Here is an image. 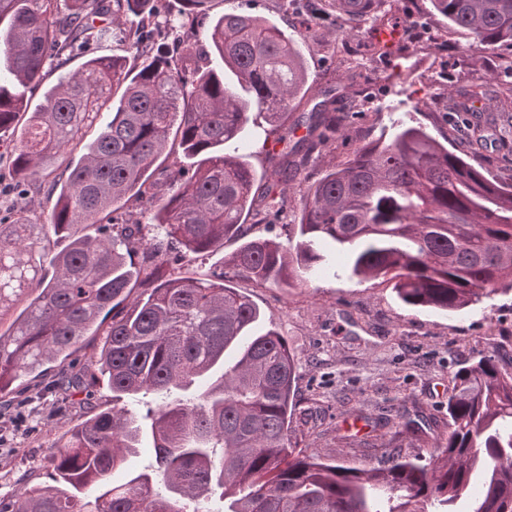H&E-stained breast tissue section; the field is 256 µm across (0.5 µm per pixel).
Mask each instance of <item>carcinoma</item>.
I'll return each instance as SVG.
<instances>
[{"mask_svg": "<svg viewBox=\"0 0 512 512\" xmlns=\"http://www.w3.org/2000/svg\"><path fill=\"white\" fill-rule=\"evenodd\" d=\"M350 2L375 25L389 23L385 0ZM157 3L0 0V141L16 176L42 184L82 130L104 118L80 160L66 164L49 223L34 224L23 210L0 221V319L24 304L0 332V393L101 329L97 364L115 397L160 398L149 414L151 471L109 482L138 452L143 427L124 411H95L45 458L54 484L17 483L0 498V512H210L216 488L224 512H457L476 483L469 512H512V372L496 353L450 377L448 433L433 435L436 419L421 406L366 418L434 449L429 461L393 449L368 468L328 463L288 434L297 360L283 336L251 333L259 309L224 272L202 281L167 271L169 240L198 254L238 239L228 259L234 275L290 288L308 273L329 272L321 263L335 247L347 252L351 275L387 277L405 304L456 313L512 290V185L398 120L307 188L299 223L289 225L293 247L245 238L251 212L261 224L280 223L288 175L343 118L335 100L315 104L307 134L271 149L270 173L257 176L238 155L241 135L255 112L270 126L266 140L287 142L288 109L308 83L305 35L235 9L202 35ZM430 4L473 48L512 46V0ZM110 41L130 56H92L63 70L69 53ZM54 71L55 83L30 106L27 93ZM172 137L200 163L151 183ZM146 195L156 200L150 225L163 238L119 215L100 234L74 235L49 255L50 236L96 224ZM136 247L145 257L142 279L126 264ZM46 258L50 276L39 274ZM138 278L143 292L131 312L103 326L101 315L124 302ZM244 339L219 379L186 395ZM88 488L96 490L91 499Z\"/></svg>", "mask_w": 512, "mask_h": 512, "instance_id": "carcinoma-1", "label": "carcinoma"}]
</instances>
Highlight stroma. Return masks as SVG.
<instances>
[{"mask_svg": "<svg viewBox=\"0 0 512 512\" xmlns=\"http://www.w3.org/2000/svg\"><path fill=\"white\" fill-rule=\"evenodd\" d=\"M244 3L289 31L308 33L304 56L316 92L291 109L289 141L305 135L304 121L319 94L335 98L337 111L351 115L347 130L315 151L289 181L283 224L247 221L248 236L286 242L283 225L298 223L307 186L396 120L423 126L489 179L512 183V140L499 138L500 128L512 125V48L470 50L469 37L450 30L429 0H387L402 41L382 53L371 49L370 20L343 14L327 0H306L300 11L287 10L286 0H213L209 18L199 24L208 26L210 17ZM472 91L479 94L476 110L461 118L451 101ZM475 136L482 140L477 149L470 145ZM233 283L259 308L257 331L278 327L297 355L292 436L300 447L339 464L376 465L380 447L388 444L428 457L429 448L390 428L383 429L377 448L360 447L370 431L365 415L420 404L443 422L448 378L460 363L496 351L503 367L512 366V292L449 314L404 305L386 278L322 275L290 288L239 277ZM103 343V336H86L72 356L47 364L39 377L16 381L10 414L0 419V496L19 481L50 484L44 457L90 410L122 408L141 419L155 408L154 394L116 399L105 379L91 376L88 365ZM74 374L84 381L82 393L55 390L58 378Z\"/></svg>", "mask_w": 512, "mask_h": 512, "instance_id": "stroma-1", "label": "stroma"}]
</instances>
